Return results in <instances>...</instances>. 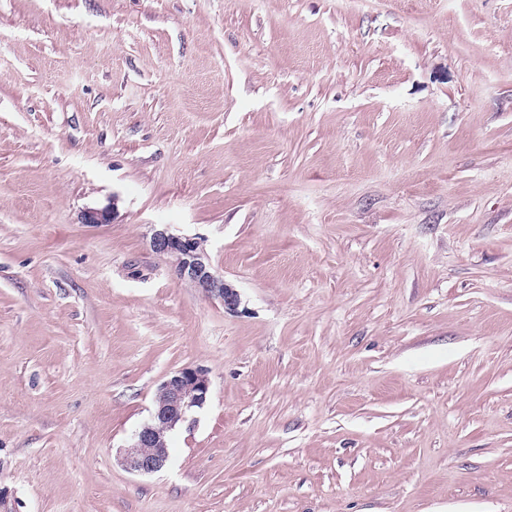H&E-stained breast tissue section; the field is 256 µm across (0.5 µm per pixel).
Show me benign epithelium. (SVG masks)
I'll return each mask as SVG.
<instances>
[{
	"instance_id": "7a95c632",
	"label": "benign epithelium",
	"mask_w": 512,
	"mask_h": 512,
	"mask_svg": "<svg viewBox=\"0 0 512 512\" xmlns=\"http://www.w3.org/2000/svg\"><path fill=\"white\" fill-rule=\"evenodd\" d=\"M111 219L108 206L88 209L82 217L85 224H108ZM150 247L158 256L173 262L179 279L207 298L219 301L225 311L237 312L240 294L211 271L202 238L174 234L164 227L154 230ZM210 392L211 381L202 368L184 367L167 375L157 388L150 419L123 449L121 462L125 468L144 475L162 470L169 460L166 434L193 420V415L207 403Z\"/></svg>"
}]
</instances>
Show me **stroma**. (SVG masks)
I'll return each instance as SVG.
<instances>
[{
    "instance_id": "obj_1",
    "label": "stroma",
    "mask_w": 512,
    "mask_h": 512,
    "mask_svg": "<svg viewBox=\"0 0 512 512\" xmlns=\"http://www.w3.org/2000/svg\"><path fill=\"white\" fill-rule=\"evenodd\" d=\"M0 512H512V0H0ZM150 247L158 256L173 262L179 279L189 282L207 298L219 301L225 311L237 312L240 294L232 284L211 271L202 238L174 234L164 227L154 230ZM210 392L211 381L202 368L184 367L167 375L157 388L150 419L123 449L121 462L125 468L144 475L162 470L169 460L166 433L192 421L207 403Z\"/></svg>"
}]
</instances>
